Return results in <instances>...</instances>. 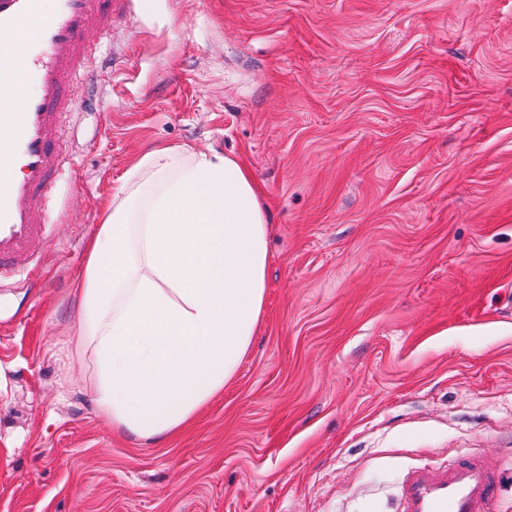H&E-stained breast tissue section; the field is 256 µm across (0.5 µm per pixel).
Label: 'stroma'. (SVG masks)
I'll return each mask as SVG.
<instances>
[{"instance_id": "stroma-1", "label": "stroma", "mask_w": 512, "mask_h": 512, "mask_svg": "<svg viewBox=\"0 0 512 512\" xmlns=\"http://www.w3.org/2000/svg\"><path fill=\"white\" fill-rule=\"evenodd\" d=\"M86 39L49 238L0 276V512H395L472 452L512 512V0H148ZM164 146L250 167L266 301L222 395L126 439L72 283Z\"/></svg>"}]
</instances>
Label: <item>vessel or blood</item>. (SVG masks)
Returning <instances> with one entry per match:
<instances>
[{
    "mask_svg": "<svg viewBox=\"0 0 512 512\" xmlns=\"http://www.w3.org/2000/svg\"><path fill=\"white\" fill-rule=\"evenodd\" d=\"M0 0V94L15 74L32 91L18 112H0V272L21 269L47 236L51 212L46 198L61 164L59 120L79 85L71 78L88 53L89 31L106 33L116 11L137 9L139 0ZM36 48L17 49L23 26ZM497 469L484 457L469 456L439 468L416 467L404 476L398 512H492Z\"/></svg>",
    "mask_w": 512,
    "mask_h": 512,
    "instance_id": "1",
    "label": "vessel or blood"
}]
</instances>
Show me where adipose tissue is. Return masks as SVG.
Listing matches in <instances>:
<instances>
[{
    "instance_id": "1",
    "label": "adipose tissue",
    "mask_w": 512,
    "mask_h": 512,
    "mask_svg": "<svg viewBox=\"0 0 512 512\" xmlns=\"http://www.w3.org/2000/svg\"><path fill=\"white\" fill-rule=\"evenodd\" d=\"M268 229L240 157L159 148L126 170L74 285L76 347L114 432L170 439L234 379L265 302Z\"/></svg>"
}]
</instances>
